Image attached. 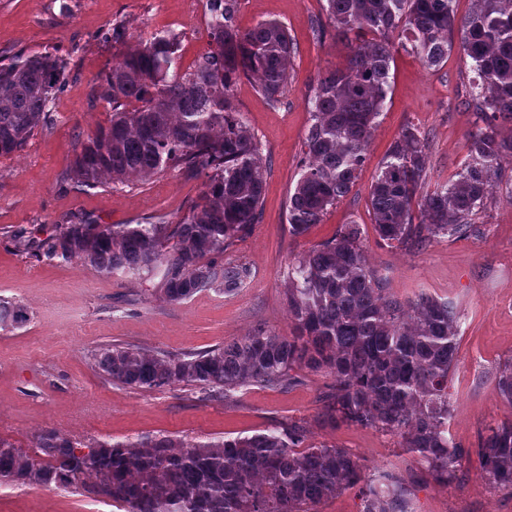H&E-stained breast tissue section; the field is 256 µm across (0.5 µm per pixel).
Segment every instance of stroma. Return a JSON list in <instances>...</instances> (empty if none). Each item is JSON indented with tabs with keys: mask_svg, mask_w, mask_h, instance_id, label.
I'll return each mask as SVG.
<instances>
[{
	"mask_svg": "<svg viewBox=\"0 0 512 512\" xmlns=\"http://www.w3.org/2000/svg\"><path fill=\"white\" fill-rule=\"evenodd\" d=\"M325 4L239 0L240 29L277 20L296 45L288 89L279 100H269L246 78L234 86L240 113L261 145L262 215L224 258L249 264L254 278L231 296L203 291L172 304L152 282L120 272L104 276L76 258L37 255L14 234L21 228L47 234L74 214L101 224H140L148 217L175 223L200 202L202 173L176 170L117 188L77 187L67 184L65 175L78 139L112 117L100 90L114 51L102 33L118 21L133 38L161 30L181 33L186 69L208 49L207 40L191 30L205 24L206 0H0V59L55 49L67 62L66 88L50 122L38 126L22 150L0 157V299L24 305L29 314L24 327L0 330L1 439L28 451L38 435L51 430L74 440L111 443L159 434L208 442L299 421L309 442L337 445L369 470L402 476L413 512H512V491L486 484L477 452L490 427L512 419V406L501 400L494 383L498 365L512 358V163L474 233L422 250L379 240L368 190L402 128L412 124L427 135L434 186L460 170L476 122L462 97L467 67L459 54L429 69L401 51L391 64L390 89L352 191L305 236H290L288 196L299 177L309 98L346 55L342 41L321 40L315 33L317 22L326 18ZM352 222L362 225L369 260L388 278L394 295L412 299L425 292L456 308L448 434L467 451L456 481L433 483L396 437L373 428L325 425L321 397L331 379L321 372L304 369L288 387L248 386L229 399L208 402L182 385L150 392L119 386L95 367V351L108 343L178 354L224 345L258 326L291 335L294 324L284 297L289 263L331 238L338 225ZM0 512L117 510L111 500L80 489L0 484Z\"/></svg>",
	"mask_w": 512,
	"mask_h": 512,
	"instance_id": "stroma-1",
	"label": "stroma"
}]
</instances>
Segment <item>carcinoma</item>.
<instances>
[{"label":"carcinoma","instance_id":"obj_1","mask_svg":"<svg viewBox=\"0 0 512 512\" xmlns=\"http://www.w3.org/2000/svg\"><path fill=\"white\" fill-rule=\"evenodd\" d=\"M456 0H326L328 24L348 49L346 63L322 77L312 96L304 161L288 200V231L299 237L351 192L386 100L390 62L400 49L430 69L458 49L473 76L465 102L477 115L457 179L425 188L427 137L402 129L369 186L374 232L386 244L423 249L476 231L503 162H512V0H473L458 17ZM238 0H207L209 50L180 70V35L160 31L126 44L127 28L109 38L112 57L101 97L112 104L106 127L79 140L66 180L87 188L128 186L177 168L207 172L203 203L180 222L98 224L75 216L32 242L47 258H78L101 275L157 281L170 303L213 290L232 295L253 277L224 251L261 217L259 144L236 110L232 89L253 77L276 100L288 88L294 44L286 27L262 21L242 31ZM67 63L45 51L0 61V156L22 149L61 94ZM285 300L296 333L262 326L199 352L150 353L109 343L94 354L98 371L123 386L160 390L185 384L222 401L245 386L286 388L294 371L332 378L323 422L374 428L400 439L438 484L457 479L465 450L448 438V383L456 363L458 317L445 299L393 295L370 265L359 224H341L330 239L288 265ZM28 321L19 303H0V328ZM495 389L512 406V360L495 372ZM296 421L252 436L175 441L81 442L45 432L32 455L0 439V482L83 488L124 512H313L314 506L363 484L361 512H411L401 477L367 473L345 448L305 443ZM486 483L512 490V421L489 429L479 448Z\"/></svg>","mask_w":512,"mask_h":512}]
</instances>
